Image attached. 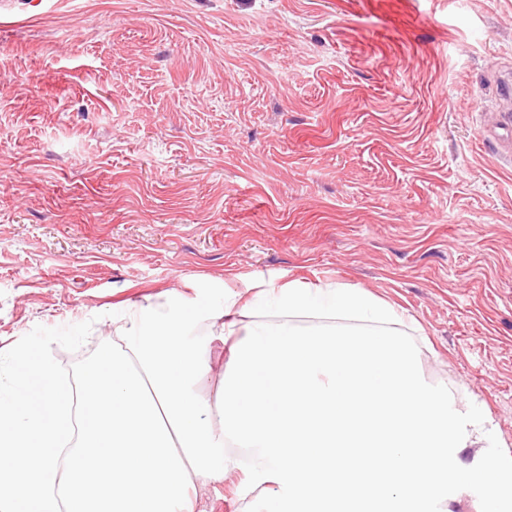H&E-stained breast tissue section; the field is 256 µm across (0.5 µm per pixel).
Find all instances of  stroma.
<instances>
[{
  "label": "stroma",
  "instance_id": "1",
  "mask_svg": "<svg viewBox=\"0 0 512 512\" xmlns=\"http://www.w3.org/2000/svg\"><path fill=\"white\" fill-rule=\"evenodd\" d=\"M512 0L0 8V364L116 304L339 281L404 309L512 462ZM242 473L197 512H260Z\"/></svg>",
  "mask_w": 512,
  "mask_h": 512
}]
</instances>
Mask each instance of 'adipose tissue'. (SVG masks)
I'll return each mask as SVG.
<instances>
[{
	"mask_svg": "<svg viewBox=\"0 0 512 512\" xmlns=\"http://www.w3.org/2000/svg\"><path fill=\"white\" fill-rule=\"evenodd\" d=\"M407 320L338 282L263 283L217 306L173 294L113 308L74 385L18 341L0 375V512H195L192 490L241 471L245 491L274 490L273 512H436L450 487L512 512L491 428L425 380ZM199 326L208 341L189 342ZM213 339L229 356L209 401ZM474 446L485 456L464 461Z\"/></svg>",
	"mask_w": 512,
	"mask_h": 512,
	"instance_id": "ef3b65f1",
	"label": "adipose tissue"
}]
</instances>
